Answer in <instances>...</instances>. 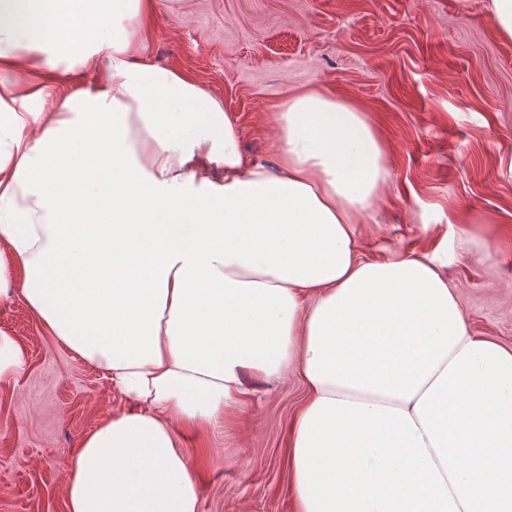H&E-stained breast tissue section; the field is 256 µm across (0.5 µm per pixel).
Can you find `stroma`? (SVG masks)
Returning a JSON list of instances; mask_svg holds the SVG:
<instances>
[{"label": "stroma", "mask_w": 512, "mask_h": 512, "mask_svg": "<svg viewBox=\"0 0 512 512\" xmlns=\"http://www.w3.org/2000/svg\"><path fill=\"white\" fill-rule=\"evenodd\" d=\"M486 0H160L147 53L197 80L241 129L248 160L274 165L267 113L317 85L367 113L390 159L367 257L448 243V280L470 331L512 345V40ZM0 329L29 369L0 384V512H66L80 437L126 409L101 373L43 332L19 300ZM298 379L257 382L200 456L199 512H295L287 433Z\"/></svg>", "instance_id": "1"}]
</instances>
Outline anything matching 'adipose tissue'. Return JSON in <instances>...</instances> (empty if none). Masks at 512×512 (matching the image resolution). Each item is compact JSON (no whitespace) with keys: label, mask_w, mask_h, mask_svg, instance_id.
<instances>
[{"label":"adipose tissue","mask_w":512,"mask_h":512,"mask_svg":"<svg viewBox=\"0 0 512 512\" xmlns=\"http://www.w3.org/2000/svg\"><path fill=\"white\" fill-rule=\"evenodd\" d=\"M156 4L0 0V303L134 404L73 448L67 512H199L183 437L291 376L296 512H512V347L470 333L446 257L363 256L390 181L365 112L291 94L248 162L147 56Z\"/></svg>","instance_id":"1"}]
</instances>
